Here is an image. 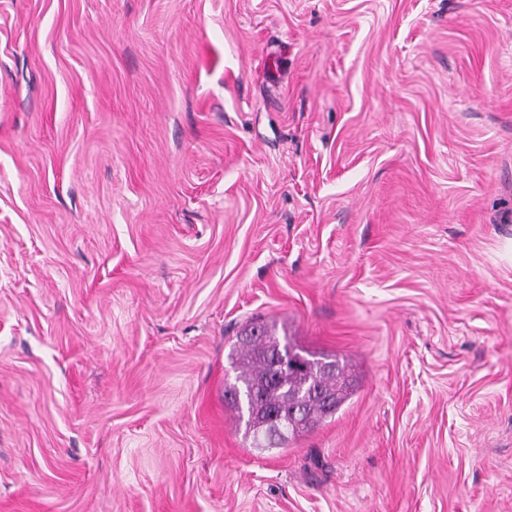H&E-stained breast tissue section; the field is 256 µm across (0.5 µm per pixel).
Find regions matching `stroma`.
<instances>
[{
  "label": "stroma",
  "instance_id": "35a3bbf8",
  "mask_svg": "<svg viewBox=\"0 0 512 512\" xmlns=\"http://www.w3.org/2000/svg\"><path fill=\"white\" fill-rule=\"evenodd\" d=\"M0 512H512V0H0ZM258 331L249 341L240 339L236 353H231L232 364L240 372L235 382L224 387V400L232 407L241 410L247 406L248 420L244 433L251 440V448L266 450L283 448L288 439L296 438L312 429L322 421L333 418L351 394V383L347 365L338 360H327L303 354L302 350L291 343L281 344L275 332L269 326L251 327L249 331ZM250 333V334H251ZM284 354L296 359L302 366L288 367L281 374L279 383L269 385L278 379L281 364L274 360L273 371L264 384L255 392L256 387L266 378L271 367L270 356ZM237 368V369H238ZM325 394L327 401L307 396L309 387ZM304 406V423H290L289 417L295 406ZM273 412H283L284 426L270 418Z\"/></svg>",
  "mask_w": 512,
  "mask_h": 512
}]
</instances>
